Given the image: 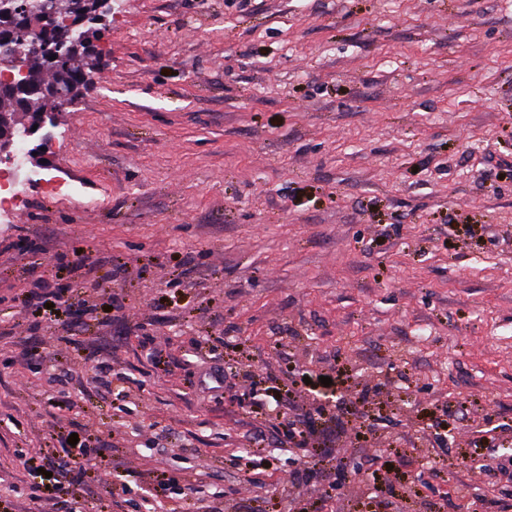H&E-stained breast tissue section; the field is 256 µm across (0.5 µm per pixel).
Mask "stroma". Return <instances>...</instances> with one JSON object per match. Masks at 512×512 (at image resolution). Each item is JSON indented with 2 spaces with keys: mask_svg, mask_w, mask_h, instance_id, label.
Here are the masks:
<instances>
[{
  "mask_svg": "<svg viewBox=\"0 0 512 512\" xmlns=\"http://www.w3.org/2000/svg\"><path fill=\"white\" fill-rule=\"evenodd\" d=\"M91 61L75 111L27 140L70 193L0 223V505L44 512L49 486L55 512H168L162 467L181 512H314L333 481L334 512H388L369 481L390 467L404 512H500L512 0H112ZM42 276L69 309L20 303ZM260 397L323 408L344 471L297 482ZM422 426L453 462L443 503Z\"/></svg>",
  "mask_w": 512,
  "mask_h": 512,
  "instance_id": "stroma-1",
  "label": "stroma"
}]
</instances>
